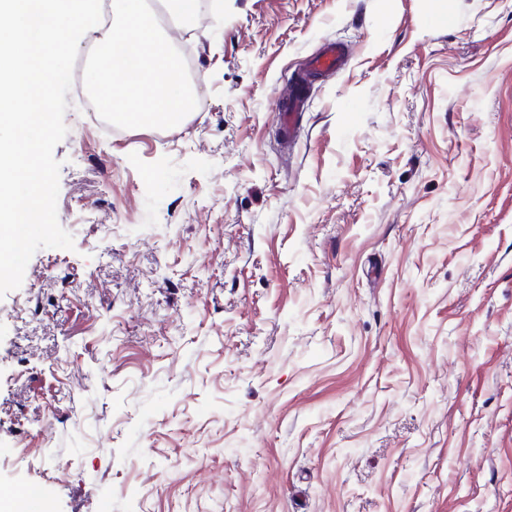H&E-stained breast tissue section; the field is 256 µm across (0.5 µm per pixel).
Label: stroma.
Listing matches in <instances>:
<instances>
[{
    "label": "stroma",
    "mask_w": 512,
    "mask_h": 512,
    "mask_svg": "<svg viewBox=\"0 0 512 512\" xmlns=\"http://www.w3.org/2000/svg\"><path fill=\"white\" fill-rule=\"evenodd\" d=\"M197 107L68 93L0 298V488L49 512H512V0H203ZM292 143L275 99L327 45Z\"/></svg>",
    "instance_id": "35a3bbf8"
}]
</instances>
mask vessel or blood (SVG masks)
<instances>
[{"label": "vessel or blood", "mask_w": 512, "mask_h": 512, "mask_svg": "<svg viewBox=\"0 0 512 512\" xmlns=\"http://www.w3.org/2000/svg\"><path fill=\"white\" fill-rule=\"evenodd\" d=\"M348 56L347 48L336 46L327 49L311 59L299 72L296 79L279 89L276 100L282 137H291L296 117L299 112L303 111L312 85L325 74L336 71L345 65Z\"/></svg>", "instance_id": "obj_1"}]
</instances>
